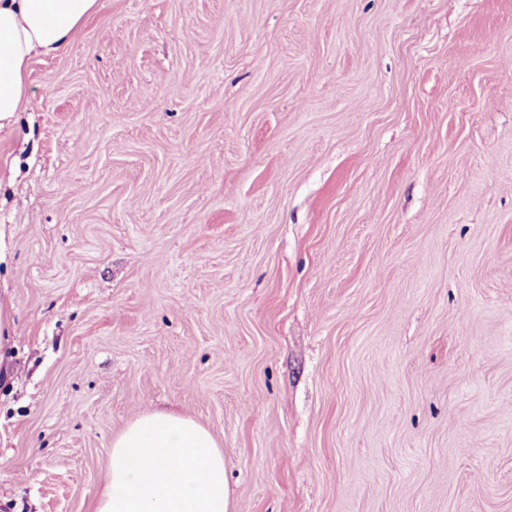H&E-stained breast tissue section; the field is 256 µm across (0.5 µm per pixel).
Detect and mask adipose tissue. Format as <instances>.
<instances>
[{"label":"adipose tissue","instance_id":"1","mask_svg":"<svg viewBox=\"0 0 512 512\" xmlns=\"http://www.w3.org/2000/svg\"><path fill=\"white\" fill-rule=\"evenodd\" d=\"M98 0H0V122L23 111L37 55L68 49ZM224 450L195 420L150 411L113 437L93 512H230Z\"/></svg>","mask_w":512,"mask_h":512}]
</instances>
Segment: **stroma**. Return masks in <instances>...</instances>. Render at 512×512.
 I'll return each mask as SVG.
<instances>
[{"mask_svg":"<svg viewBox=\"0 0 512 512\" xmlns=\"http://www.w3.org/2000/svg\"><path fill=\"white\" fill-rule=\"evenodd\" d=\"M0 512L151 410L232 512H512V0H100L0 127Z\"/></svg>","mask_w":512,"mask_h":512,"instance_id":"obj_1","label":"stroma"}]
</instances>
